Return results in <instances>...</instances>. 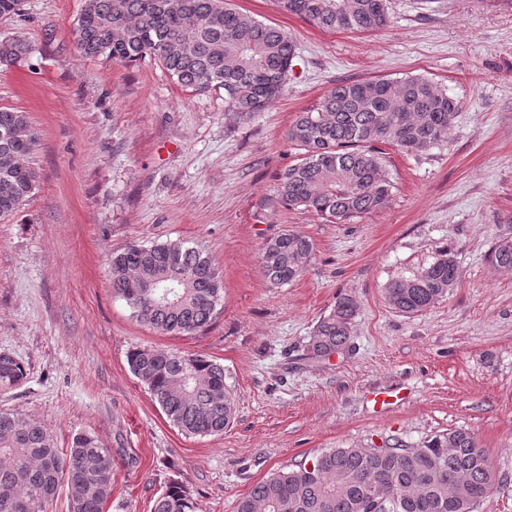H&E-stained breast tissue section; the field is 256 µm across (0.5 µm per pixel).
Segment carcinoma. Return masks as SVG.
<instances>
[{
	"label": "carcinoma",
	"mask_w": 512,
	"mask_h": 512,
	"mask_svg": "<svg viewBox=\"0 0 512 512\" xmlns=\"http://www.w3.org/2000/svg\"><path fill=\"white\" fill-rule=\"evenodd\" d=\"M281 8L326 31L372 32L387 25V0H279ZM77 45L88 57L117 64L157 60L179 86L195 92L224 90V111L248 118L283 92L296 47L288 33L232 6L229 0H85L75 24ZM33 45L24 35L0 39V64L25 60ZM460 110L457 99L419 75L367 82L338 81L316 107L299 113L287 132L302 151L299 162L278 176V196L291 208L314 212L331 223L372 214L386 204L392 183L379 144L425 152L448 137ZM37 135L26 113L0 106V218L21 211L38 182L32 162ZM313 250L296 232L269 239L261 251L270 284L298 279ZM488 261L512 270V234L492 246ZM113 292L133 317L163 334L190 335L210 326L221 302V279L198 246L181 240L130 245L113 254ZM461 277L454 255L441 253L409 277L390 281L388 305L417 315L442 300ZM161 281L146 297L137 285ZM356 301L336 300L316 326L309 349L328 357L349 343ZM128 362L169 422L189 436L224 433L234 402L224 388V366L202 356L137 348ZM27 372L13 355L0 353V392L24 382ZM456 449L448 456L447 448ZM256 483L236 512H377L368 484L402 497L386 512H476L496 484L486 453L465 430L437 434L419 450L397 455L362 448H333ZM112 449L94 436L77 434L59 448L53 435L29 417L0 411V512H46L63 486H73L69 512H104L112 497ZM463 471L470 482L448 499V475ZM154 512H195L186 489L172 483Z\"/></svg>",
	"instance_id": "carcinoma-1"
}]
</instances>
